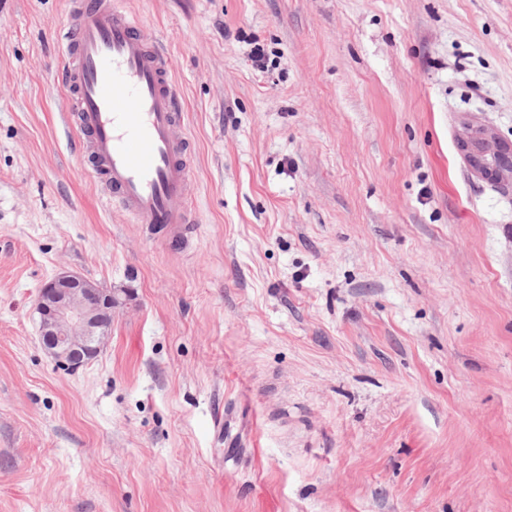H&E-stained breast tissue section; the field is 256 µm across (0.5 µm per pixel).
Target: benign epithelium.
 I'll return each mask as SVG.
<instances>
[{"mask_svg":"<svg viewBox=\"0 0 512 512\" xmlns=\"http://www.w3.org/2000/svg\"><path fill=\"white\" fill-rule=\"evenodd\" d=\"M471 168L481 176H512V143L480 125H470L458 142ZM125 304L118 293L73 272L47 281L36 299L42 345L57 362L74 370L94 360L112 331V311Z\"/></svg>","mask_w":512,"mask_h":512,"instance_id":"1","label":"benign epithelium"}]
</instances>
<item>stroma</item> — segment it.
Listing matches in <instances>:
<instances>
[{"label":"stroma","mask_w":512,"mask_h":512,"mask_svg":"<svg viewBox=\"0 0 512 512\" xmlns=\"http://www.w3.org/2000/svg\"><path fill=\"white\" fill-rule=\"evenodd\" d=\"M174 60L180 241L106 203L67 0H0V512H512V0H124ZM127 292L69 370L55 273ZM224 415V440L212 419ZM471 168L481 176L508 180L512 176V143L492 136L480 125H469L458 142Z\"/></svg>","instance_id":"1"}]
</instances>
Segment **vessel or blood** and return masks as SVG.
I'll return each instance as SVG.
<instances>
[{"label":"vessel or blood","mask_w":512,"mask_h":512,"mask_svg":"<svg viewBox=\"0 0 512 512\" xmlns=\"http://www.w3.org/2000/svg\"><path fill=\"white\" fill-rule=\"evenodd\" d=\"M68 110L107 195L136 223H192L191 156L172 56L119 0H72L60 39Z\"/></svg>","instance_id":"vessel-or-blood-1"}]
</instances>
